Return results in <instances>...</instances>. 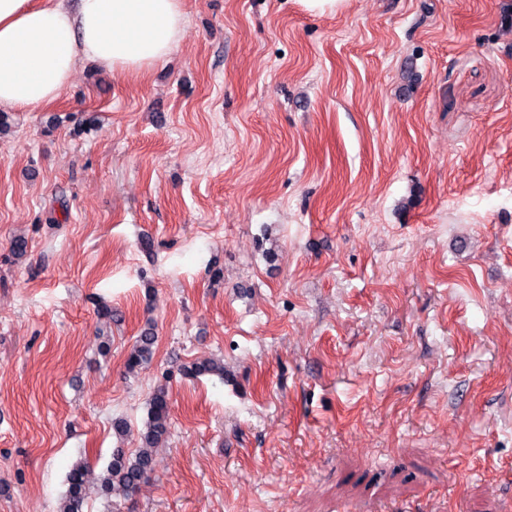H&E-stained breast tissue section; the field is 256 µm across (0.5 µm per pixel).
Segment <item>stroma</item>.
I'll return each instance as SVG.
<instances>
[{
    "mask_svg": "<svg viewBox=\"0 0 512 512\" xmlns=\"http://www.w3.org/2000/svg\"><path fill=\"white\" fill-rule=\"evenodd\" d=\"M185 10L0 130V512H512V0ZM155 343L156 336L150 328L144 330L137 337L126 359V368L129 373L137 371V369L151 361ZM180 372L185 377L196 378L202 375H217L224 380V365L215 361L193 362L183 364ZM144 431L138 433L139 448H115L112 460L96 472L87 461L78 462L68 474V490L59 512H84L91 489L106 499L132 496L156 466L154 449L168 435L170 427L169 391L158 386L148 398Z\"/></svg>",
    "mask_w": 512,
    "mask_h": 512,
    "instance_id": "1",
    "label": "stroma"
}]
</instances>
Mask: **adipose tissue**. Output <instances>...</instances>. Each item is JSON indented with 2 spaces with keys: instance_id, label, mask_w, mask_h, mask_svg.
Returning a JSON list of instances; mask_svg holds the SVG:
<instances>
[{
  "instance_id": "adipose-tissue-1",
  "label": "adipose tissue",
  "mask_w": 512,
  "mask_h": 512,
  "mask_svg": "<svg viewBox=\"0 0 512 512\" xmlns=\"http://www.w3.org/2000/svg\"><path fill=\"white\" fill-rule=\"evenodd\" d=\"M185 29L184 0H0V108L57 100L84 61L123 71L162 62Z\"/></svg>"
}]
</instances>
